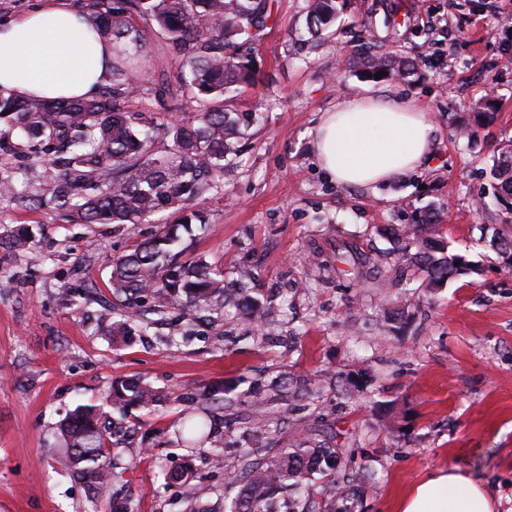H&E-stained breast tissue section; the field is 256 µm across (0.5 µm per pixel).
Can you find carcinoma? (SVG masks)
<instances>
[{
  "instance_id": "cac0c4a2",
  "label": "carcinoma",
  "mask_w": 512,
  "mask_h": 512,
  "mask_svg": "<svg viewBox=\"0 0 512 512\" xmlns=\"http://www.w3.org/2000/svg\"><path fill=\"white\" fill-rule=\"evenodd\" d=\"M338 0H308L306 26L311 36L328 32L338 17ZM82 13L97 36L112 43V85L91 99H50L0 94V115L13 117L19 133L50 156L56 175L49 181L26 176L0 179V197L34 206L50 202L78 224H144L163 210L185 211L202 195L218 188L224 161L235 154L239 130L224 109V100L256 83L250 45L257 41L271 15L270 0H81ZM144 21L156 28L168 51L178 60L175 92L189 103L192 120L183 124L135 126L127 103L142 91L136 80L140 58L150 53ZM367 76L386 72L400 80L415 72V63L381 48L356 61ZM495 111L486 95L455 121L456 133L479 137ZM160 139L163 153L153 151ZM495 200L512 196V144L498 149L489 170ZM167 224L161 235L135 244L112 262L109 284L117 301L125 303L149 294L163 297L182 288L198 310L224 305V272L202 261L171 269L172 246L178 229ZM436 220L394 231L393 252L418 270L400 299L430 292L453 275L477 274L478 262L449 242L435 237ZM35 244L34 233L17 229L0 238V246L23 253ZM489 246L512 265V221L494 229ZM460 265H455V262ZM100 322L114 336L129 333V320ZM292 395L315 401L320 387L308 379H289ZM157 391L142 380L112 383L106 406L78 405L60 424L68 451V467L100 498H107L116 478L112 464V436L125 429L129 408L151 407ZM212 415L204 408L182 417V432L191 445L214 442ZM269 424L258 418L250 433L252 448L241 451L242 468L230 478L239 488L228 512H362L352 477L355 450L330 446L331 438L317 433L275 455L254 462L269 446Z\"/></svg>"
}]
</instances>
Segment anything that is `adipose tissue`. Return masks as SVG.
I'll return each mask as SVG.
<instances>
[{"label": "adipose tissue", "instance_id": "1", "mask_svg": "<svg viewBox=\"0 0 512 512\" xmlns=\"http://www.w3.org/2000/svg\"><path fill=\"white\" fill-rule=\"evenodd\" d=\"M112 77V48L96 41L69 0H41L0 25V94L89 98ZM434 126L411 102L344 100L322 115L312 136L319 168L341 187L365 188L417 171L431 157ZM398 512H495L473 474L451 466L430 474Z\"/></svg>", "mask_w": 512, "mask_h": 512}]
</instances>
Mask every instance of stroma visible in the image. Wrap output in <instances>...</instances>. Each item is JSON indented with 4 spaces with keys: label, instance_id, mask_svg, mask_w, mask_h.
I'll list each match as a JSON object with an SVG mask.
<instances>
[{
    "label": "stroma",
    "instance_id": "1",
    "mask_svg": "<svg viewBox=\"0 0 512 512\" xmlns=\"http://www.w3.org/2000/svg\"><path fill=\"white\" fill-rule=\"evenodd\" d=\"M305 17L306 0H272L252 47L258 84L226 103L241 131L238 154L219 188L192 203L207 225L183 234L176 258L223 270L227 290L247 288L263 302L266 321L247 320L231 301L199 312L181 297L163 319L137 320L112 340L99 323L114 301L112 261L174 214L133 229L72 224L48 205L0 199V235L26 227L36 236L21 254L0 248V275L13 281L0 289V512H224L259 413L277 428L278 447L322 429L355 448L371 473L359 482L363 512H396L421 479L451 465L483 480L496 512H512V267L482 242L477 208L493 200L485 171L498 144L512 140V64L495 36L512 20V0H347L325 39L307 34ZM362 25L387 51L415 59V75L361 78ZM175 72L153 37L130 111L149 124L188 119L158 92ZM487 94L498 103L494 119L468 143L454 120ZM353 95L429 113L435 150L422 172L372 189L321 175L311 132ZM18 169L50 173L0 118V172ZM428 213L481 272L444 282L392 329L385 313L403 265L381 229ZM361 367L375 380L337 398V372ZM289 377L322 379L320 406L279 398ZM118 379L143 380L162 399L132 409L112 447L120 477L102 502L69 471L58 426L77 405L104 403ZM203 406L218 443L184 447L180 419ZM168 471L185 478L165 480Z\"/></svg>",
    "mask_w": 512,
    "mask_h": 512
}]
</instances>
